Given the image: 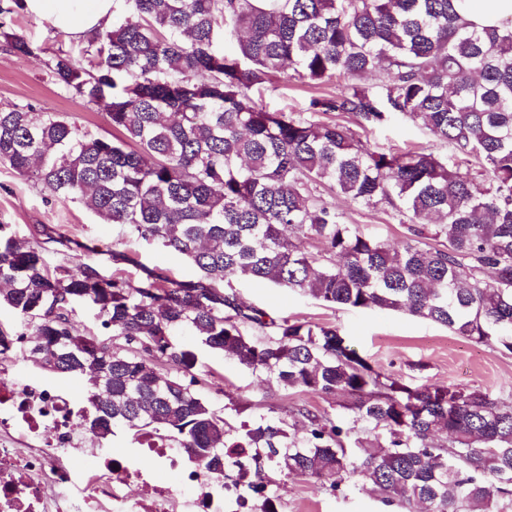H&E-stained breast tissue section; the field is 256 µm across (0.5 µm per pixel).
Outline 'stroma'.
Instances as JSON below:
<instances>
[{
	"label": "stroma",
	"instance_id": "obj_1",
	"mask_svg": "<svg viewBox=\"0 0 512 512\" xmlns=\"http://www.w3.org/2000/svg\"><path fill=\"white\" fill-rule=\"evenodd\" d=\"M0 8L6 9L8 24L23 30L45 53L61 48L78 52V38L60 33L44 19L14 8L13 0H0ZM342 89V83L337 81L312 85L284 76L265 92L263 102L271 110L303 112L310 99L334 96ZM15 103L63 112L92 131L107 136L112 133L100 111L51 80L41 58L16 54L0 43V108ZM315 119L353 129L372 147L406 149L432 144L423 129L407 121L362 129L350 114L343 112L319 113ZM328 201L343 213L347 223L357 225L378 241L397 246L408 235L407 225L392 219L387 208L357 207L339 195L329 196ZM1 222L8 224L11 232L38 240L44 232L65 226L77 247L64 256L59 254L57 244H48L45 256L49 263H59L65 257L74 263L91 261L107 272L120 273L133 287L148 268L162 270L176 280L197 276L196 269L177 253L143 240L125 238L119 225L100 223L82 202L50 197L3 163H0ZM116 251L129 255V262L113 261L112 254ZM230 284L247 302L271 317L335 326L375 369L404 381L479 389L495 397L512 398V353L471 343L443 327L402 312L330 308L312 297L273 285H254L238 277L231 278ZM175 341L183 348L196 351L195 371L201 381L200 391L215 409L224 411L229 422L237 420L235 408L257 403L275 408L282 417L294 406L327 410L333 407L332 401L319 396L268 387L260 373L226 361L222 355L198 349L189 333H179ZM278 481L284 488L281 512H394L364 490L350 489L332 495L314 481L283 475Z\"/></svg>",
	"mask_w": 512,
	"mask_h": 512
}]
</instances>
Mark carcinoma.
<instances>
[{"label":"carcinoma","instance_id":"cac0c4a2","mask_svg":"<svg viewBox=\"0 0 512 512\" xmlns=\"http://www.w3.org/2000/svg\"><path fill=\"white\" fill-rule=\"evenodd\" d=\"M119 7L126 17L87 37L79 55L60 48L43 60L112 136L14 104L0 109V162L126 237L182 255L198 278L150 271L133 288L95 263L51 266L39 242L0 224V308L22 319L24 354L87 378L83 421L95 435L153 432L209 469L248 467L254 512H275V473L333 494L351 483L397 512H512V400L405 383L336 327L277 320L224 289L243 275L327 307L406 313L512 353V21L479 30L458 0ZM0 37L15 52H43L2 24ZM287 69L345 82L309 111L410 121L451 156L373 150L342 126L267 110L258 95ZM373 73L383 75L377 91L361 84ZM461 161L473 169L460 172ZM336 192L387 207L410 237L391 248L366 236L325 201ZM76 306L126 347L76 328ZM181 330L271 386L345 397L344 413L288 411L302 433L271 407L231 425L198 389L196 353L173 344Z\"/></svg>","mask_w":512,"mask_h":512}]
</instances>
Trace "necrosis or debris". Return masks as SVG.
I'll return each instance as SVG.
<instances>
[{
    "label": "necrosis or debris",
    "mask_w": 512,
    "mask_h": 512,
    "mask_svg": "<svg viewBox=\"0 0 512 512\" xmlns=\"http://www.w3.org/2000/svg\"><path fill=\"white\" fill-rule=\"evenodd\" d=\"M86 410L84 401L16 378L0 354V512H252L249 470L225 482L154 433L139 435L130 453H113L79 433ZM159 467L180 473L182 493L155 481Z\"/></svg>",
    "instance_id": "4bbe7bcc"
}]
</instances>
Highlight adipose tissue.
Returning <instances> with one entry per match:
<instances>
[{
	"instance_id": "obj_1",
	"label": "adipose tissue",
	"mask_w": 512,
	"mask_h": 512,
	"mask_svg": "<svg viewBox=\"0 0 512 512\" xmlns=\"http://www.w3.org/2000/svg\"><path fill=\"white\" fill-rule=\"evenodd\" d=\"M25 12L83 38L103 28L117 8L116 0H23Z\"/></svg>"
}]
</instances>
